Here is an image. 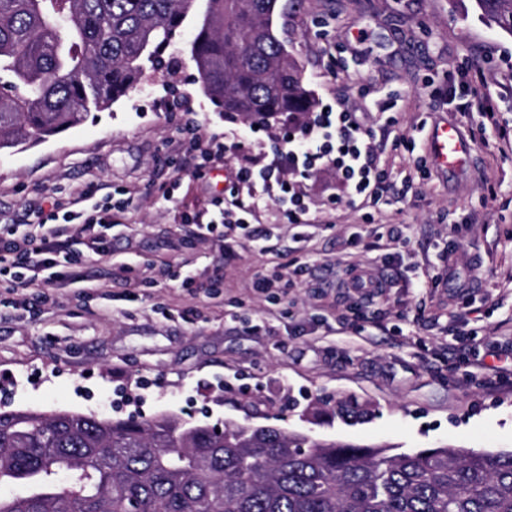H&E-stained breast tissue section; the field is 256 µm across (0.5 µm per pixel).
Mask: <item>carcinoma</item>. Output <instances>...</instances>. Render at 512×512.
Segmentation results:
<instances>
[{
  "label": "carcinoma",
  "mask_w": 512,
  "mask_h": 512,
  "mask_svg": "<svg viewBox=\"0 0 512 512\" xmlns=\"http://www.w3.org/2000/svg\"><path fill=\"white\" fill-rule=\"evenodd\" d=\"M279 0H206L190 42L206 96L246 119L313 106L273 27ZM512 35V0H473ZM197 0H0V150L108 109L180 35ZM336 417L371 416L344 397ZM0 512H512V450L389 454L272 426L218 434L171 413L113 420L0 411Z\"/></svg>",
  "instance_id": "cac0c4a2"
}]
</instances>
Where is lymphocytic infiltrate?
I'll list each match as a JSON object with an SVG mask.
<instances>
[{"label":"lymphocytic infiltrate","mask_w":512,"mask_h":512,"mask_svg":"<svg viewBox=\"0 0 512 512\" xmlns=\"http://www.w3.org/2000/svg\"><path fill=\"white\" fill-rule=\"evenodd\" d=\"M185 130L199 171L223 161L228 146L259 143V130L252 123L232 133L227 141L202 137L194 119L187 122ZM323 170L335 174L350 198L369 206L378 204L390 191L370 131L357 113L341 103L319 104L299 127H286L282 137L270 145L265 164L239 167L235 189L237 194L243 190L251 196L266 194L277 201L289 223L314 224L318 218L296 186L299 180L313 179ZM93 195V189L80 190L71 210L39 214L34 229L22 238L0 239V275L10 279L13 307H26L30 291L56 284L83 283L94 288L84 266L106 256L101 230L114 224L116 214L127 208L128 201L109 194L97 201ZM74 224L81 227L86 251L72 258L68 255V233Z\"/></svg>","instance_id":"f902f5d3"}]
</instances>
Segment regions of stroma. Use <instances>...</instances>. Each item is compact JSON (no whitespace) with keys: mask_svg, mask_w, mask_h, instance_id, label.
Returning a JSON list of instances; mask_svg holds the SVG:
<instances>
[{"mask_svg":"<svg viewBox=\"0 0 512 512\" xmlns=\"http://www.w3.org/2000/svg\"><path fill=\"white\" fill-rule=\"evenodd\" d=\"M279 6L280 37L314 100L342 98L371 128L393 186L387 202H330L334 179L323 171L306 186L317 225L286 223L267 198L251 218L266 240L193 235L181 214L227 196L236 169L261 156L233 148L194 176L179 146L188 117L206 136L244 121L201 95L189 18L164 68L146 70L127 98L38 145L0 151V226L20 236L37 221L35 204L69 206L75 188L138 190L102 230L111 259L90 265L130 263L136 283L114 279L104 294L54 286L13 310L0 282V410L171 412L402 451L511 450L512 36L486 25L471 0ZM475 94L496 101L498 126L461 110ZM446 122L470 146L453 169L430 146ZM185 261L196 293L154 279L153 266ZM299 262L306 270L291 288L253 290L258 273ZM355 268L387 280L383 295L351 289ZM330 394L369 404L371 419L349 425L318 411Z\"/></svg>","mask_w":512,"mask_h":512,"instance_id":"1","label":"stroma"}]
</instances>
